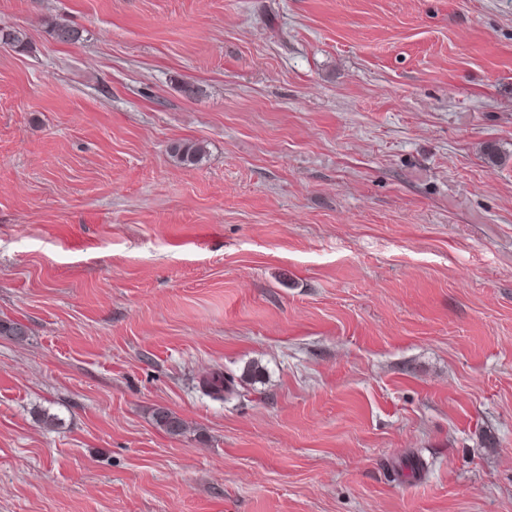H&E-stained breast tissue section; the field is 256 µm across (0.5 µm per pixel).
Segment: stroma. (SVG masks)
Returning a JSON list of instances; mask_svg holds the SVG:
<instances>
[{"instance_id": "35a3bbf8", "label": "stroma", "mask_w": 512, "mask_h": 512, "mask_svg": "<svg viewBox=\"0 0 512 512\" xmlns=\"http://www.w3.org/2000/svg\"><path fill=\"white\" fill-rule=\"evenodd\" d=\"M0 26V512H512V0ZM168 153L175 163L190 167L198 165L205 158L206 150L200 141L183 139L172 142ZM201 388L209 397L216 400H224V396H230L237 393L235 386L224 380L223 374L215 372L210 377L203 380ZM153 417L157 426L167 435L181 436L188 430L186 422L167 408H156L153 412Z\"/></svg>"}]
</instances>
